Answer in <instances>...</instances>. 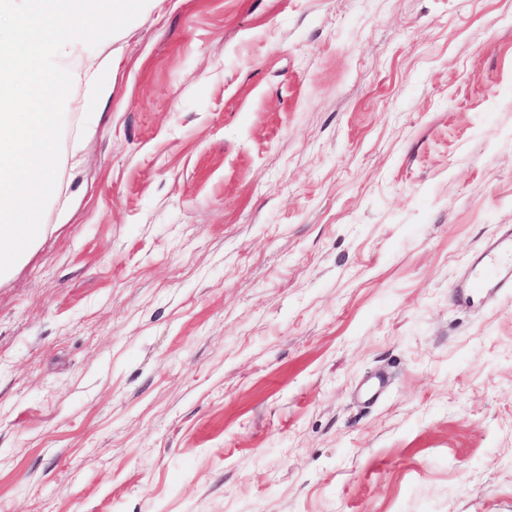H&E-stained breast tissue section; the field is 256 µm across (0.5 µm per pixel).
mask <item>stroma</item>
<instances>
[{
	"instance_id": "35a3bbf8",
	"label": "stroma",
	"mask_w": 512,
	"mask_h": 512,
	"mask_svg": "<svg viewBox=\"0 0 512 512\" xmlns=\"http://www.w3.org/2000/svg\"><path fill=\"white\" fill-rule=\"evenodd\" d=\"M0 285V512H512V0H166ZM472 266L469 277L452 287L455 299L491 301L496 293L512 288V230L486 243L473 257Z\"/></svg>"
}]
</instances>
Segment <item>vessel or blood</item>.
I'll return each mask as SVG.
<instances>
[{"label":"vessel or blood","instance_id":"obj_1","mask_svg":"<svg viewBox=\"0 0 512 512\" xmlns=\"http://www.w3.org/2000/svg\"><path fill=\"white\" fill-rule=\"evenodd\" d=\"M472 266L469 277L454 284L455 299L490 301L496 293L512 288V230L486 243L473 257Z\"/></svg>","mask_w":512,"mask_h":512}]
</instances>
